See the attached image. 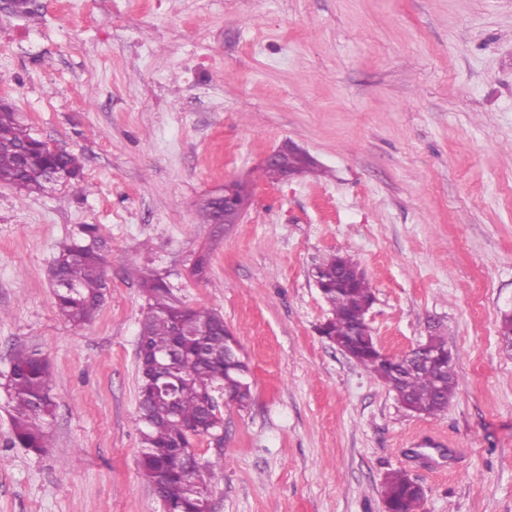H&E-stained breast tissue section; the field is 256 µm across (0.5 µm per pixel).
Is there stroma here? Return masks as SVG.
Listing matches in <instances>:
<instances>
[{"label": "stroma", "instance_id": "stroma-1", "mask_svg": "<svg viewBox=\"0 0 512 512\" xmlns=\"http://www.w3.org/2000/svg\"><path fill=\"white\" fill-rule=\"evenodd\" d=\"M0 0V100L81 178L0 184V512H165L142 481L140 272L221 313L250 371L225 402L211 512H384L387 473L420 483L418 512H512V0ZM294 144L319 166L283 183L261 161ZM250 186L238 224L203 199ZM96 225L87 235L86 225ZM75 241L105 259L94 320L58 314L49 270ZM350 257L367 323L407 353L456 355L447 408L403 407L318 335L312 272ZM52 371V446L8 445L15 350ZM454 459L412 457L410 437Z\"/></svg>", "mask_w": 512, "mask_h": 512}]
</instances>
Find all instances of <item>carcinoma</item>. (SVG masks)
I'll list each match as a JSON object with an SVG mask.
<instances>
[{"mask_svg": "<svg viewBox=\"0 0 512 512\" xmlns=\"http://www.w3.org/2000/svg\"><path fill=\"white\" fill-rule=\"evenodd\" d=\"M40 140L18 121L8 106L0 107V183L28 193L44 190V170L61 166L80 174L81 159L70 152L58 155L39 152ZM288 170L300 173L314 169L303 152L288 151ZM358 265L343 255L331 254L316 267L321 295L329 306L332 322L328 335L357 350L356 363L379 378L397 400L421 414L436 415L444 410L457 388L455 363H445L448 379L439 384L435 377L412 366L405 358L390 364L373 355L365 340V324L357 321L369 301V283L364 273L344 282L345 270ZM55 282L56 309L74 327L95 317L105 297L103 257L90 247L72 243L62 248L51 270ZM149 303L142 321L139 373L150 369L152 360L179 346V358L171 371L182 377L176 402L153 394L148 381L140 378L138 407L140 470L143 479L158 494L167 512H210L211 482L224 469L223 460L201 463L191 449V438L216 430L214 413H205V403L216 398L218 386L224 396L243 406L251 397L249 368L229 352L224 339V317L209 309L178 305L163 280L152 275L143 279ZM51 371L48 361L35 352L14 353L8 383L12 404V434L9 444L28 453L42 455L51 447L49 434L53 411ZM384 497L390 512H418L422 496L408 491L405 474L387 475Z\"/></svg>", "mask_w": 512, "mask_h": 512, "instance_id": "cac0c4a2", "label": "carcinoma"}]
</instances>
